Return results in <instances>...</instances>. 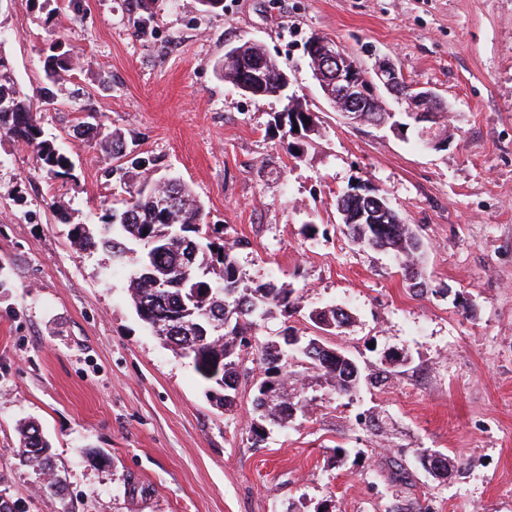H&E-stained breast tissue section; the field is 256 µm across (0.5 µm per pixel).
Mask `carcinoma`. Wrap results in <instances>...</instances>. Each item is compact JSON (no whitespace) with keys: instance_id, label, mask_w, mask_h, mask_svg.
Returning <instances> with one entry per match:
<instances>
[{"instance_id":"carcinoma-1","label":"carcinoma","mask_w":512,"mask_h":512,"mask_svg":"<svg viewBox=\"0 0 512 512\" xmlns=\"http://www.w3.org/2000/svg\"><path fill=\"white\" fill-rule=\"evenodd\" d=\"M238 60L222 66L221 77L239 86V69L250 68L256 58L266 55L262 46L245 42L237 46ZM70 62L56 54L44 60V72L50 80L68 72ZM269 73L262 96L274 97L278 93L280 65L268 58ZM6 59L0 55V134L22 142L36 150L42 168L55 178L73 176L70 157L55 144L43 138L32 98L7 74ZM102 151L120 160L124 157V145L117 132L105 138ZM131 167L141 170L143 181L135 186L130 199L121 208L112 209L104 224L74 225L73 236L80 247L101 249L111 254L113 263L123 265L137 245L143 253H152L153 259L145 272L156 278L188 277L184 283L176 282L167 288H150L142 277H130L129 291L135 312L149 327L161 325L169 328L162 340L181 356L190 359L194 371L207 383L206 394L227 406L234 402L235 391L241 375L242 352L253 348V326L257 319L277 310L283 315L295 311L294 289L285 284L266 282L254 288L244 285L235 262L234 246L223 241V228L202 223L199 201L192 190L180 179L170 177L159 187H148L146 161L135 160ZM170 197L177 203L171 212L172 221L157 218L158 197ZM365 203L357 199L343 201L348 234L351 238L373 248L390 249L401 259V269L407 280L422 285L418 256L421 242L416 233L400 216L394 221L381 224H358L355 217ZM187 230L195 237L208 240L200 245L192 257H187L173 242L178 230ZM210 289L206 306L210 311L232 315L230 326L221 336H194L175 325L174 319L186 312L185 304L194 285ZM316 326L322 330L344 327L350 315L342 308H328L314 313ZM303 356L309 369L338 395H349L360 387L363 376L358 364L351 358L339 359L336 351L326 347L316 338L305 343L268 341L257 347V361L263 371L261 382H272L281 375L280 394L272 402L256 394L253 410L260 419L285 426L293 415L296 404L302 403L301 395L288 393L289 360L295 354ZM23 461L38 469L46 477V488L55 491L59 480L52 476L51 444L34 422L23 424L19 429Z\"/></svg>"}]
</instances>
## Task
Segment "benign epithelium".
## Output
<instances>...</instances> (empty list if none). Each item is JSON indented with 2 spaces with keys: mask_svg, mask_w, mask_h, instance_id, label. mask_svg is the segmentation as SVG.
<instances>
[{
  "mask_svg": "<svg viewBox=\"0 0 512 512\" xmlns=\"http://www.w3.org/2000/svg\"><path fill=\"white\" fill-rule=\"evenodd\" d=\"M309 66L324 95L348 118L361 112H374L383 95L395 96L407 104V115L420 126L435 124L447 116L448 108L433 89L403 82V76L390 60H382L368 70L359 66L333 40L311 39L305 47ZM265 84V72L256 65L246 72L244 87L252 94Z\"/></svg>",
  "mask_w": 512,
  "mask_h": 512,
  "instance_id": "1",
  "label": "benign epithelium"
}]
</instances>
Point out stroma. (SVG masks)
I'll list each match as a JSON object with an SVG mask.
<instances>
[{
  "mask_svg": "<svg viewBox=\"0 0 512 512\" xmlns=\"http://www.w3.org/2000/svg\"><path fill=\"white\" fill-rule=\"evenodd\" d=\"M335 40L360 65L391 59L447 102L445 145L344 119L305 45ZM253 41L314 112L304 150L274 127L286 97L244 95L217 74ZM70 56L60 82L47 55ZM0 56L70 156L49 178L32 148L0 137V497L18 512H512V0H0ZM120 133L149 175L180 177L224 227L245 281L294 288L298 310L257 326L318 338L367 377L336 395L303 360L308 404L255 440L254 377L220 408L191 364L136 315L130 268L80 249L129 187L86 112ZM374 187L421 241L425 289L392 251L348 235L336 197ZM350 315L335 332L310 311ZM52 445L62 483L20 462V423ZM422 451L450 458L445 478Z\"/></svg>",
  "mask_w": 512,
  "mask_h": 512,
  "instance_id": "stroma-1",
  "label": "stroma"
}]
</instances>
